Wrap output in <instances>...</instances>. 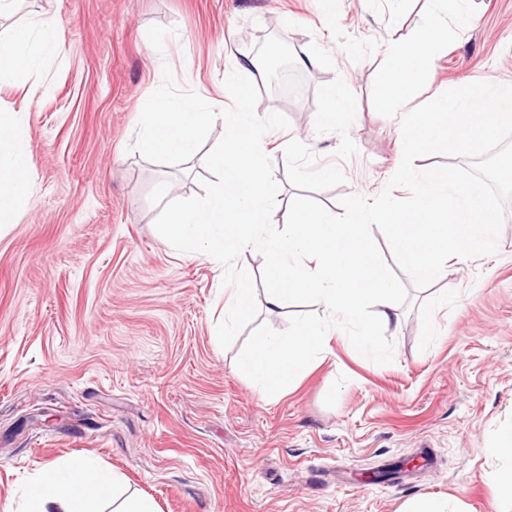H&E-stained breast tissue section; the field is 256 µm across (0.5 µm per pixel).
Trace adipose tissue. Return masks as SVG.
<instances>
[{"instance_id":"obj_1","label":"adipose tissue","mask_w":512,"mask_h":512,"mask_svg":"<svg viewBox=\"0 0 512 512\" xmlns=\"http://www.w3.org/2000/svg\"><path fill=\"white\" fill-rule=\"evenodd\" d=\"M446 36V29L431 17L413 44H392L390 65L380 85L383 97L391 101L403 98L411 81L431 62ZM59 47L55 27L44 19L1 30L0 85L12 84L21 72L46 64L56 56ZM20 126V112L0 109L1 225L15 223L19 205L29 193L31 163L17 142ZM115 484L110 474L75 459L65 468L54 466L42 471L30 487L25 512H98L97 500L108 497Z\"/></svg>"}]
</instances>
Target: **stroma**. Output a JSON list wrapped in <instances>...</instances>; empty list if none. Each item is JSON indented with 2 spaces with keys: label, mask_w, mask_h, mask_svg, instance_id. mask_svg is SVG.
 I'll return each mask as SVG.
<instances>
[{
  "label": "stroma",
  "mask_w": 512,
  "mask_h": 512,
  "mask_svg": "<svg viewBox=\"0 0 512 512\" xmlns=\"http://www.w3.org/2000/svg\"><path fill=\"white\" fill-rule=\"evenodd\" d=\"M463 8L395 106L379 95L387 48L413 41L425 0H19L11 24L53 22L60 50L0 88V107L24 113L32 161L29 197L0 227V512H22L31 480L73 457L117 477L114 501L148 496L158 512H397L443 495L512 512L492 483L512 463L494 449L512 429V200L496 254L451 258L424 289L403 277L393 363L333 329L325 359L271 401L234 369L245 335L218 342L222 265L154 226L158 183L202 195L203 153L169 165L133 148L164 70L225 100L224 73L245 54L257 113L290 120L262 138L274 225L298 196L341 214L339 198H374L397 170L403 114L464 82L512 86V0ZM272 38L283 77L265 64ZM335 84L351 108L327 128Z\"/></svg>",
  "instance_id": "35a3bbf8"
}]
</instances>
